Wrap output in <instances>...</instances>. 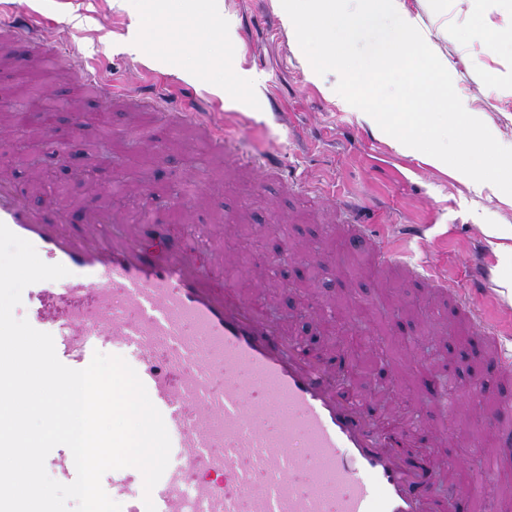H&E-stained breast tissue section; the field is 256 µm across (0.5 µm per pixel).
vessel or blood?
I'll return each instance as SVG.
<instances>
[{"instance_id": "vessel-or-blood-1", "label": "vessel or blood", "mask_w": 512, "mask_h": 512, "mask_svg": "<svg viewBox=\"0 0 512 512\" xmlns=\"http://www.w3.org/2000/svg\"><path fill=\"white\" fill-rule=\"evenodd\" d=\"M218 148L229 133L220 112L193 115ZM0 222L69 274L22 294L31 325L50 333L59 360L85 368L104 343L129 352L131 365L161 412L181 460L151 492L156 512H428L435 467L412 461L390 434L344 391L331 367L311 360L254 298L224 275L218 232L202 227L196 244L165 225L124 221L86 205L81 223L59 208L37 210L0 174ZM380 268H398L452 300L478 330L512 381V352L481 318V308L447 280L421 273L377 244L372 224L350 228ZM287 403V424L270 417ZM64 481L76 478L70 451L49 454ZM133 467L109 485L124 512H146Z\"/></svg>"}]
</instances>
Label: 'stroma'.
I'll return each mask as SVG.
<instances>
[{
	"label": "stroma",
	"instance_id": "obj_1",
	"mask_svg": "<svg viewBox=\"0 0 512 512\" xmlns=\"http://www.w3.org/2000/svg\"><path fill=\"white\" fill-rule=\"evenodd\" d=\"M431 39L448 59L454 88L467 111L499 143L512 146V0H408ZM151 0H0V15L53 30L63 60L34 63L28 46L0 44V56L21 62L20 72L37 95H22L13 108L0 106V171L30 203L79 211L93 203L127 216L140 212L145 191L180 194L192 173L204 189L182 211H159L156 221L184 232L224 225L222 246L230 273L245 292L256 294L301 340L333 357L336 339L314 303L322 295L335 312L364 306L354 328L367 347L349 384L368 397L380 422L428 431L427 444L439 465L445 499L461 478H475L468 512H505L512 502V461L485 474L482 460L495 448L488 421L512 384L490 370L491 351L444 305L423 289L382 272L368 252L347 246L335 211L349 203L359 224L379 225L386 246L404 252L471 296L501 334H512V300L489 301L476 290L469 262L483 261L494 285L512 282V196L490 186L475 191L455 169L441 170L413 155L397 153L375 120L341 103L339 77H311L295 35L283 26L272 0H224L222 33L200 41L183 25L159 22L123 45ZM85 67L117 91L165 95L187 105L214 96L221 112L235 114L228 130L250 147L269 152L285 175L299 180L286 191L208 154L192 128L173 131L157 112L141 115L143 128L165 145L162 157L136 141L123 110L102 111L92 91L73 84ZM63 101L85 112L73 123L37 130L34 117ZM67 144L75 160L49 194L43 156ZM286 235L293 260L284 281H273L259 239ZM480 378L477 393L463 383ZM455 411H448L447 402Z\"/></svg>",
	"mask_w": 512,
	"mask_h": 512
}]
</instances>
